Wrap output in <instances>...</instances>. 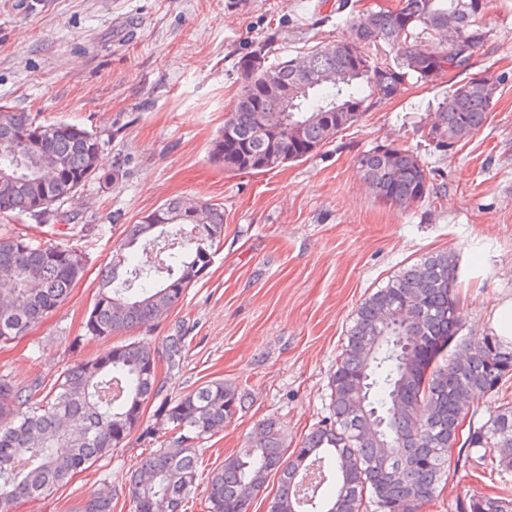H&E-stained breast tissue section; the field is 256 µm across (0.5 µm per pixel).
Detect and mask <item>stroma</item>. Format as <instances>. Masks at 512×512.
<instances>
[{
  "label": "stroma",
  "instance_id": "1",
  "mask_svg": "<svg viewBox=\"0 0 512 512\" xmlns=\"http://www.w3.org/2000/svg\"><path fill=\"white\" fill-rule=\"evenodd\" d=\"M338 0H0V104L94 130L112 181L92 180L64 204L71 224L0 215V234L81 249L87 266L68 299L27 336L0 347V375L51 384L112 340L77 344L98 275L127 225L176 196L224 207V242L206 275L150 329L125 338L161 349L188 331L182 369L163 397L216 379L249 394V407L204 441L201 477L219 468L276 418L296 447L328 416L330 374L358 305L425 255L458 260V340L493 333L497 304L512 299V0H491V38L474 58L498 89L484 128L453 150L417 128L451 88L408 81L309 158L261 174L224 170L209 150L240 87L238 63L264 40L275 57L346 38ZM417 152L437 196L407 209L379 202L356 159L379 144ZM155 405L111 458L17 512H71L90 494L123 490L155 450ZM501 476L450 477L423 512H455L457 500L492 492Z\"/></svg>",
  "mask_w": 512,
  "mask_h": 512
}]
</instances>
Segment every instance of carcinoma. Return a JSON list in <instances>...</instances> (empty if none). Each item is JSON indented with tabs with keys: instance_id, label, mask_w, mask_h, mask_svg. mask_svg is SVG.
Wrapping results in <instances>:
<instances>
[{
	"instance_id": "cac0c4a2",
	"label": "carcinoma",
	"mask_w": 512,
	"mask_h": 512,
	"mask_svg": "<svg viewBox=\"0 0 512 512\" xmlns=\"http://www.w3.org/2000/svg\"><path fill=\"white\" fill-rule=\"evenodd\" d=\"M390 10L350 11V35L318 44L298 58L270 61L266 46L240 61L241 86L224 120L234 148L219 135L213 162L233 172L261 173L283 166L288 151L299 161L331 143L383 99L396 96L407 79L433 84L445 73L458 78L437 103L420 137L451 150L478 133L493 107L496 82L472 72L470 61L490 37L473 17L474 0H399ZM385 45L389 50L371 53ZM288 97L301 126L294 147L285 132L259 134L256 113L276 109ZM0 170L16 177L13 195H0V213L54 216L60 196L102 171L98 134L79 124L47 120L39 113L0 106ZM360 173L379 201L407 208L434 193L429 171L414 151L377 145L357 159ZM186 199L164 203L157 224H130L100 273L85 323L87 341L148 328L176 306L208 269L224 240V207ZM0 345L26 335L63 304L82 278L81 252L62 244L36 243L24 235L0 237ZM453 254L428 255L396 275L357 307L347 343L331 376L330 416L313 427L300 447L288 450L273 418L262 437L248 439L206 482L207 512H249L268 479L278 476L267 512H419L437 496L450 471L476 472L492 454L501 472L512 473V397L477 425L471 397L497 394L512 379V345L495 334L449 351L459 333ZM416 301L408 326L383 318L405 301ZM184 334L166 337L168 372L183 366ZM155 352L136 342L62 372L51 387H21L0 375V512L52 494L72 474L107 459L143 421L145 407L162 392ZM465 389L468 397L458 391ZM244 389L210 381L173 401L155 417L169 436L144 457L127 492L132 512H185L197 488L196 444L224 430L247 408ZM468 422L467 432L459 431ZM376 432L365 431L367 425ZM154 474L146 484L143 471ZM113 497L94 493L71 512H112ZM457 512H512V485L458 502Z\"/></svg>"
}]
</instances>
